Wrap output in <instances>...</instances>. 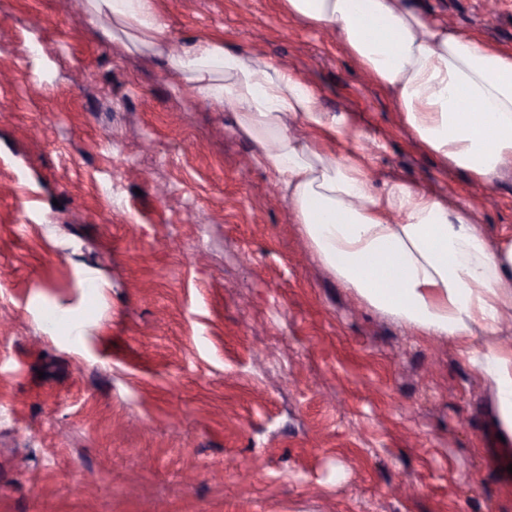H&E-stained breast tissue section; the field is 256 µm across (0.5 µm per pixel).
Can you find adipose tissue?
<instances>
[{
	"label": "adipose tissue",
	"instance_id": "1",
	"mask_svg": "<svg viewBox=\"0 0 512 512\" xmlns=\"http://www.w3.org/2000/svg\"><path fill=\"white\" fill-rule=\"evenodd\" d=\"M290 16L335 34L405 125L446 164L480 182L512 165V51L418 10L412 0H284ZM125 52L150 51L174 86L232 113L256 148L322 265L374 309L428 336L456 341L492 396L493 421L512 437V236L491 239L472 210L399 179L372 186L365 164L329 140L347 118L276 60L222 40L172 52L156 0H88Z\"/></svg>",
	"mask_w": 512,
	"mask_h": 512
}]
</instances>
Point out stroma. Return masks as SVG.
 Segmentation results:
<instances>
[{"label": "stroma", "mask_w": 512, "mask_h": 512, "mask_svg": "<svg viewBox=\"0 0 512 512\" xmlns=\"http://www.w3.org/2000/svg\"><path fill=\"white\" fill-rule=\"evenodd\" d=\"M512 49V0H420ZM171 41L295 71L398 178L512 233L334 35L282 0H156ZM0 512H512V441L448 339L316 258L228 113L86 6L0 0Z\"/></svg>", "instance_id": "1"}]
</instances>
